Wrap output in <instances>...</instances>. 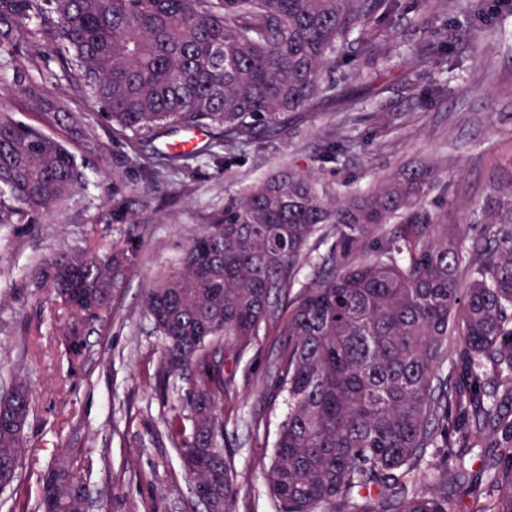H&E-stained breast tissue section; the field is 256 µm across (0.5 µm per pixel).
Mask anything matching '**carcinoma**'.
Listing matches in <instances>:
<instances>
[{
	"label": "carcinoma",
	"mask_w": 512,
	"mask_h": 512,
	"mask_svg": "<svg viewBox=\"0 0 512 512\" xmlns=\"http://www.w3.org/2000/svg\"><path fill=\"white\" fill-rule=\"evenodd\" d=\"M398 0H0V67L25 105L70 127L76 120L46 95L25 62L84 87L112 132L154 159L155 187L188 156L163 148L168 127L207 129L194 154L229 156L269 138L318 99L338 92L329 74L361 81L373 95L387 55L364 43L337 51L357 31L390 21ZM415 27L432 37L436 14ZM83 179L58 139L0 114V224L46 212ZM469 223L484 237L467 245L422 204L440 186L433 166L403 169L373 190L327 198L309 172L285 169L213 216L184 248L179 267L148 289L144 309L164 338L159 381L196 372L190 416L169 422L185 476L206 512H232L231 469L220 439L223 367L217 345L245 346L288 303V352L278 389L288 416L266 471L275 512H451L477 479L487 504L512 512V452L484 464L446 450L448 429L493 427L512 446V165L491 173ZM400 228L376 255L353 263L350 248L380 224ZM331 225L336 244L319 255L310 285L289 299L311 239ZM136 255L131 243L63 252L37 271L41 287L70 308L63 335L109 310ZM450 365L451 375L443 372ZM30 389L18 380L0 400V478L13 485L27 452ZM77 456L58 455L36 512H83Z\"/></svg>",
	"instance_id": "obj_1"
}]
</instances>
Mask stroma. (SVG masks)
<instances>
[{
    "mask_svg": "<svg viewBox=\"0 0 512 512\" xmlns=\"http://www.w3.org/2000/svg\"><path fill=\"white\" fill-rule=\"evenodd\" d=\"M460 66L447 73L449 93L431 102L407 91L398 74L412 68L432 40L420 36L414 19L418 0H400L396 22L379 39L392 49L386 63L393 78L383 92L346 112L334 98L319 100L287 133L248 148L232 167L223 154L191 158L149 191L138 156L114 137L97 102L66 82L47 79L59 106L84 115L86 136L68 133L45 114L27 110L12 91V73L0 70V113L61 139L77 157L85 185L56 203L34 224H0V394L18 378L32 391L26 429L29 450L20 467L22 498L35 503L40 479L60 449H73L82 464L90 512H204L194 497L169 422L188 416L189 378L158 383L164 341L146 315L142 299L158 277L174 270L184 247L231 201L277 170L315 171L320 189L334 195L369 191L382 178L414 162L435 164L448 184L425 204L440 222L465 224L468 241L484 227L467 223L468 207L490 189L496 162L512 155V37L473 46L469 34L485 23L512 28V9L477 0L478 14L454 8L451 0H428ZM382 117L387 132L375 129ZM353 130L357 144L340 160L322 155L328 139ZM123 201L131 220L109 216L110 200ZM133 239L136 256L110 312L90 321L85 348L71 358L61 336L64 305L40 288L35 272L61 251ZM287 310L263 324L242 351L220 350L231 384L220 404L222 443L236 495L233 512H274L265 471L287 413L275 392L286 354Z\"/></svg>",
    "mask_w": 512,
    "mask_h": 512,
    "instance_id": "stroma-1",
    "label": "stroma"
}]
</instances>
